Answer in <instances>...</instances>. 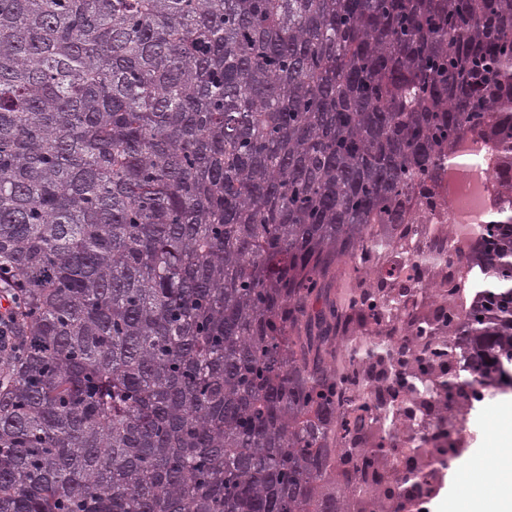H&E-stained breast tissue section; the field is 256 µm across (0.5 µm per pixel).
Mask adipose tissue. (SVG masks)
<instances>
[{
    "label": "adipose tissue",
    "instance_id": "adipose-tissue-1",
    "mask_svg": "<svg viewBox=\"0 0 512 512\" xmlns=\"http://www.w3.org/2000/svg\"><path fill=\"white\" fill-rule=\"evenodd\" d=\"M481 467L492 474L484 487H477L474 470L460 472L433 512H512L511 428L499 432Z\"/></svg>",
    "mask_w": 512,
    "mask_h": 512
}]
</instances>
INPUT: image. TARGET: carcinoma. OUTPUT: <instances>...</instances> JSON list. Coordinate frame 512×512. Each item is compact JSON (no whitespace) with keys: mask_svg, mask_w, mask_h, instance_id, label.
I'll use <instances>...</instances> for the list:
<instances>
[{"mask_svg":"<svg viewBox=\"0 0 512 512\" xmlns=\"http://www.w3.org/2000/svg\"><path fill=\"white\" fill-rule=\"evenodd\" d=\"M466 136L512 168V0H0V512H413L460 399L512 389V184L465 310L330 276L395 275ZM410 449L407 495L366 481ZM9 289L11 288L0 289V353L6 351L10 353L18 348V345L14 344V336L9 334L10 323L14 319V295L9 292ZM3 300L6 301V307L3 306ZM435 410L436 406L432 405L423 414L418 415L414 423L405 416L399 417L395 412L387 413L385 429L398 433L402 437H420L422 428L433 420Z\"/></svg>","mask_w":512,"mask_h":512,"instance_id":"carcinoma-1","label":"carcinoma"}]
</instances>
